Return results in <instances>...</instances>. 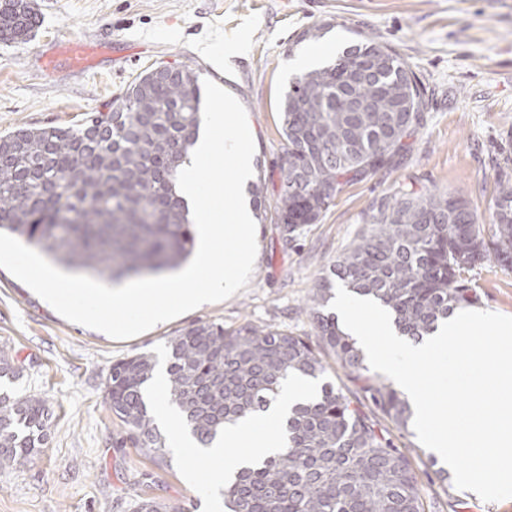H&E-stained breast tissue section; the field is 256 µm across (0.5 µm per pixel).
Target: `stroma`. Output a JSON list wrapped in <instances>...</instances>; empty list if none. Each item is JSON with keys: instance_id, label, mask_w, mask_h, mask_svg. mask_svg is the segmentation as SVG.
<instances>
[{"instance_id": "stroma-1", "label": "stroma", "mask_w": 512, "mask_h": 512, "mask_svg": "<svg viewBox=\"0 0 512 512\" xmlns=\"http://www.w3.org/2000/svg\"><path fill=\"white\" fill-rule=\"evenodd\" d=\"M40 26L0 42V134L20 127L75 126L148 67L164 61L215 79L244 106L267 185L280 190L284 139L280 101L296 60L324 46L326 59L358 35L392 47L424 83L426 109L394 166L348 184L320 223L284 246L275 224L256 226L257 255L246 287L125 340L70 322L0 268V346L21 366L0 393L46 401L48 439L31 462L0 470V512H133L151 497L185 512H210L208 463L188 477L175 451L156 466L131 447L107 402L113 363L138 352L168 365L167 340L200 321L234 328L272 325L315 337L306 304L316 280L361 231L362 215L399 189L439 190L485 207L512 152V0H32ZM325 26L320 40L298 41ZM75 43L108 45L94 68L47 70L43 56ZM480 308L512 315V266L471 272ZM408 450L425 512H512L445 488L414 429L392 433Z\"/></svg>"}]
</instances>
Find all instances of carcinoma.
<instances>
[{
  "mask_svg": "<svg viewBox=\"0 0 512 512\" xmlns=\"http://www.w3.org/2000/svg\"><path fill=\"white\" fill-rule=\"evenodd\" d=\"M39 17L31 0L0 12V41L28 37ZM138 74L75 127L21 128L0 135V233L42 246L66 266L114 280L160 275L192 254L193 222L176 190L200 124L195 71L165 66ZM366 111H352L353 102ZM425 88L388 45L365 37L305 71L281 100L285 140L274 212L282 241L318 224L344 186L391 164L420 123ZM512 157L484 217L463 198L399 190L363 216L364 229L312 289L309 314L320 343L272 326L232 330L200 321L169 339L166 390L192 436L209 446L224 426L265 410L290 377L317 379L327 357L343 370L288 419L285 447L224 487L228 512H425L405 451L382 425L407 429L412 411L371 372L357 340L327 312L334 287L367 296L398 333L419 342L439 321L477 299L467 274L494 261L512 266ZM155 362L140 353L109 372L112 413L127 439L165 458V438L146 397ZM374 409L366 412L361 400ZM48 430L44 399L0 394V470L28 462ZM134 512H184L153 498Z\"/></svg>",
  "mask_w": 512,
  "mask_h": 512,
  "instance_id": "obj_1",
  "label": "carcinoma"
}]
</instances>
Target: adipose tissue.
Listing matches in <instances>:
<instances>
[{
  "label": "adipose tissue",
  "instance_id": "adipose-tissue-1",
  "mask_svg": "<svg viewBox=\"0 0 512 512\" xmlns=\"http://www.w3.org/2000/svg\"><path fill=\"white\" fill-rule=\"evenodd\" d=\"M317 392L315 382L291 380L283 386L276 400L266 411L225 428L221 438L208 450L209 456L218 463L209 478L210 488H222L242 467L277 454L284 443L283 427L292 407L297 402L313 398ZM159 414L166 435L172 446L177 448L187 475H194V462L201 452L196 442L188 435L182 416L172 406L160 407ZM242 445L247 448L243 454L238 451Z\"/></svg>",
  "mask_w": 512,
  "mask_h": 512
}]
</instances>
